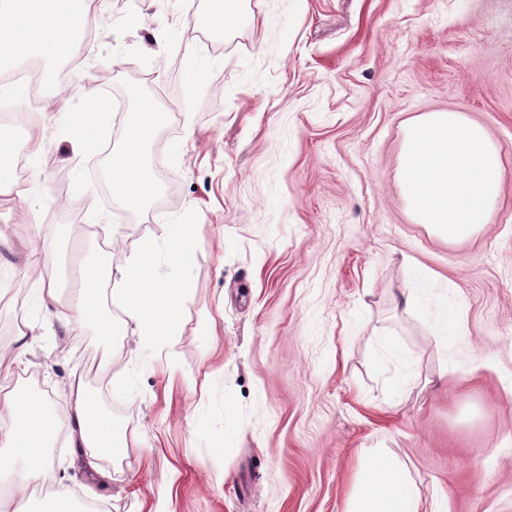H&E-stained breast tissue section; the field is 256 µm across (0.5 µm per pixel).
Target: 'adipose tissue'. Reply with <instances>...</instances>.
Listing matches in <instances>:
<instances>
[{
	"label": "adipose tissue",
	"instance_id": "1",
	"mask_svg": "<svg viewBox=\"0 0 512 512\" xmlns=\"http://www.w3.org/2000/svg\"><path fill=\"white\" fill-rule=\"evenodd\" d=\"M101 4L102 0H0V64L67 60L79 43L81 30ZM108 111L103 97L90 94L82 109L72 115L73 134L81 148L92 149L100 143L102 118ZM168 119V113L153 98L137 99L123 146L109 165L112 191L129 206L146 205L158 191L147 148ZM156 252L154 237L145 236L121 267H113L111 252L98 255L97 266L88 271L78 302L68 311H59L54 285L41 288L40 300L46 308L56 309L57 319L65 324L91 322L100 335H111L112 315L100 305L99 284L102 275L117 273L125 285V324L137 350L165 343L179 331L184 292L157 279ZM63 406L70 446L90 474H98L101 458L127 456V439L100 411L83 381L69 384ZM0 418L8 422L0 431V473L15 476L10 512H37L32 508L29 488L48 476L45 450L55 436L56 417L27 395L0 386ZM348 512H419L418 498L403 468L375 451L367 459Z\"/></svg>",
	"mask_w": 512,
	"mask_h": 512
}]
</instances>
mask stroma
I'll use <instances>...</instances> for the list:
<instances>
[{"instance_id": "1", "label": "stroma", "mask_w": 512, "mask_h": 512, "mask_svg": "<svg viewBox=\"0 0 512 512\" xmlns=\"http://www.w3.org/2000/svg\"><path fill=\"white\" fill-rule=\"evenodd\" d=\"M205 12L104 0L79 69L63 82L39 62L44 106L10 130L31 166L26 187L0 190V296L24 297L33 335L5 383L56 397L111 355L88 385L130 444L94 482L59 430L45 494L149 512L168 487L172 512H346L378 448L419 512L445 493L449 512H512V0H241L218 54ZM134 85L171 113L148 147L159 192L138 210L70 128L87 93L121 101L103 119L120 147ZM447 111L502 149L492 221L459 242L415 223L398 179L406 122ZM172 223L200 249L186 267L156 261L186 290L168 343L136 352L111 274L112 337L39 308L36 235L69 228L48 267L67 306L103 242L120 263ZM418 264L435 274L421 286ZM446 305L466 317L452 341L435 324Z\"/></svg>"}]
</instances>
